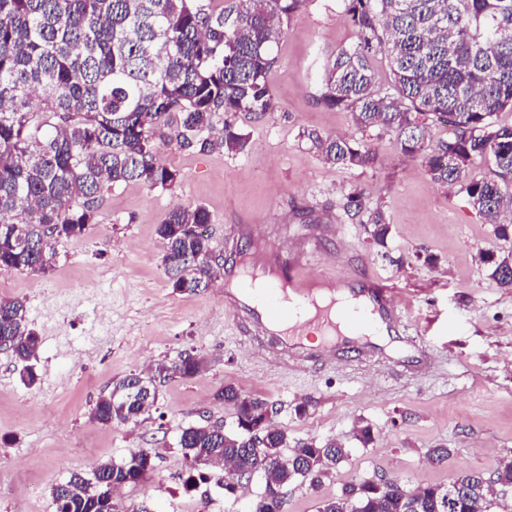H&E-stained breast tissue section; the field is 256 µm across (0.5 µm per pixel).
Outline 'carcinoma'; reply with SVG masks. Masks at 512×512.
<instances>
[{"mask_svg":"<svg viewBox=\"0 0 512 512\" xmlns=\"http://www.w3.org/2000/svg\"><path fill=\"white\" fill-rule=\"evenodd\" d=\"M305 0H0V273L45 272L55 245L98 223L104 193L139 182L170 189L177 170L161 161L158 142L181 149L243 152L248 134L237 117L276 111L268 80L284 23ZM358 41L329 57L321 101L351 112L363 129L393 132L402 154L421 160L432 181L458 184L484 222L506 239L512 228V0H344ZM387 58L393 92L376 89L370 53ZM451 127L432 141L431 125ZM330 164L364 167L370 150L316 132L304 134ZM489 158L483 179L470 166ZM202 205L177 207L157 227L163 262L176 292L209 287L218 264ZM370 235L385 245L383 212L369 213ZM488 277L512 288V254L482 258ZM38 335L22 300L0 301V350L22 364L21 380L36 381L29 364ZM204 358L184 351L144 379L129 374L100 397L92 418L137 421L171 376L197 374ZM216 398L236 410V429H182L188 463L184 485L204 470L260 472L264 491L251 512H281L283 488L300 479L317 489L348 456L336 440L299 441L291 455L286 431L263 420L274 405L228 385ZM148 451L106 461L93 478L74 475L52 489L57 512H120L114 490L138 484L153 470ZM206 463H201L200 459ZM512 487V461L488 479L465 472L446 484L410 493L394 480L347 484L319 512H490L496 487Z\"/></svg>","mask_w":512,"mask_h":512,"instance_id":"obj_1","label":"carcinoma"}]
</instances>
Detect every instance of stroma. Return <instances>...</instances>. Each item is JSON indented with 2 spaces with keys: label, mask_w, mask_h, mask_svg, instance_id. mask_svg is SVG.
Listing matches in <instances>:
<instances>
[{
  "label": "stroma",
  "mask_w": 512,
  "mask_h": 512,
  "mask_svg": "<svg viewBox=\"0 0 512 512\" xmlns=\"http://www.w3.org/2000/svg\"><path fill=\"white\" fill-rule=\"evenodd\" d=\"M284 30L269 73L278 108L260 119L240 115L245 152L162 143L161 160L180 174L175 186H114L98 223L58 243L51 269L0 274V300L24 299L39 335L35 385H25L20 364L0 351V478L34 491L0 495V512H56L55 485L75 473L91 477L99 463L121 462L138 448L151 452L155 469L116 489L128 512L145 502L153 512H248L264 491L261 477L242 480L231 494L213 479L192 491L182 481V429L234 428V409L216 398L227 385L273 403V423L290 439H336L349 450L320 488L288 484L282 512H318L324 497L381 474L410 489L465 471L488 476L512 455V290L497 287L480 259L512 252V240L498 238L460 188L433 182L420 160L403 155L394 133L361 131L350 112L320 104L325 59L357 40L342 0H305ZM305 130L362 143L375 161L326 163L302 138ZM355 192L360 213L348 206ZM199 204L210 215L213 250L228 259L244 242L228 233L231 224L271 227L275 246L335 225L309 275L332 256L387 279L401 312L394 341L419 337L435 371L411 373L396 352L387 367L359 374L259 371L254 346L241 341L224 309V275L206 290L180 294L165 274L156 228L169 210ZM374 209L391 226L384 249L368 232ZM184 350L203 357L202 370L166 381L137 421L92 420L118 379L151 375ZM366 424L375 440L364 446L353 429ZM442 445L451 450L448 461L429 464L428 451Z\"/></svg>",
  "instance_id": "obj_1"
}]
</instances>
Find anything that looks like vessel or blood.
<instances>
[{"label": "vessel or blood", "instance_id": "vessel-or-blood-1", "mask_svg": "<svg viewBox=\"0 0 512 512\" xmlns=\"http://www.w3.org/2000/svg\"><path fill=\"white\" fill-rule=\"evenodd\" d=\"M315 243L294 242L283 250H262L261 263H246L225 278L224 307L241 332L270 338L277 355L269 362L259 348L260 367L275 374L296 373L318 364L350 370L352 357L383 351L384 338L398 320L394 290L379 277L359 287V274L342 272L336 262L324 261L320 279L306 269ZM314 308L321 342L306 344L299 312Z\"/></svg>", "mask_w": 512, "mask_h": 512}]
</instances>
